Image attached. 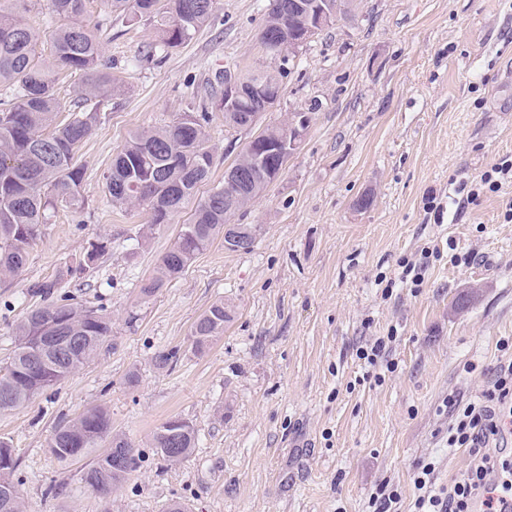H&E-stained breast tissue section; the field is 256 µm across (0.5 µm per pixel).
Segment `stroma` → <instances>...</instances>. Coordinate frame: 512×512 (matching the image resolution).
Segmentation results:
<instances>
[{
  "label": "stroma",
  "instance_id": "1",
  "mask_svg": "<svg viewBox=\"0 0 512 512\" xmlns=\"http://www.w3.org/2000/svg\"><path fill=\"white\" fill-rule=\"evenodd\" d=\"M270 2L218 0L192 40L164 53L152 52L156 29L144 19L102 30L119 91L77 155L84 207L58 211L22 272L0 277V363L15 324L44 303L34 284L54 283L55 297L112 320L94 361L0 412L24 512H168L175 502L189 512H372L385 480L410 512L423 461L436 460L441 485L469 467L465 449L446 447L447 401L476 399L512 358L499 348L512 338V182L472 203L448 194L512 159V0H362L285 66L259 49ZM260 66L287 70L263 124L290 112L311 122L279 178L236 218L260 225L254 247L228 252L216 239L142 298L196 204L150 225L147 209L113 204L104 172L131 134L178 121L194 90L213 116L206 197L253 136L225 128L215 76ZM99 238L107 253L83 278L64 276ZM220 299L234 319L194 353L193 326ZM380 337L384 360L359 359ZM96 405L141 458L106 496L85 483L92 458L61 461L48 448L59 425ZM170 418L197 430L176 464L151 446Z\"/></svg>",
  "mask_w": 512,
  "mask_h": 512
}]
</instances>
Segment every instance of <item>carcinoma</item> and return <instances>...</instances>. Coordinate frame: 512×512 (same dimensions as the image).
I'll list each match as a JSON object with an SVG mask.
<instances>
[{
    "instance_id": "carcinoma-1",
    "label": "carcinoma",
    "mask_w": 512,
    "mask_h": 512,
    "mask_svg": "<svg viewBox=\"0 0 512 512\" xmlns=\"http://www.w3.org/2000/svg\"><path fill=\"white\" fill-rule=\"evenodd\" d=\"M9 11L0 10V86L11 90V99L0 101V276H14L27 262V250L41 233V226L58 209L81 210L83 168L76 154L109 111L115 84L104 60L97 35L99 24L86 19L85 0H48L56 26L50 56L38 54L40 32L24 17L29 0H14ZM278 10L269 19L266 43H280V26L288 33L304 29L291 0H277ZM216 0H104L106 21L132 8L140 17L158 23L160 49L176 48L195 35L215 10ZM82 78L69 108L62 107L56 90L60 77ZM283 72L251 70L238 76L243 83H262L266 90L281 86ZM65 117H60L63 112ZM188 127L181 122L137 131L127 140L104 175L112 202L150 210L151 225L165 224L183 204L197 195L210 178L213 156L205 146L211 116L206 107L195 112ZM233 166L253 177L255 192L268 184L265 174L238 155ZM244 200L233 209L224 207V186L213 188L198 202L189 223L182 225L177 242L159 260L153 275L141 285L144 297L155 295L179 277L193 259L218 237L232 217L249 208ZM261 230L246 224L239 241L224 247L229 252L250 250ZM107 250V241L89 244L85 257L67 269L70 275L86 272ZM234 310L222 301L213 303L195 322L192 347L203 353L224 333ZM112 336V321L98 309L80 304H50L30 310L15 325L14 347L0 366V411L12 410L53 387L93 358ZM106 442L109 448L88 469L85 482L107 495L138 467L132 445L111 433L110 417L101 406L85 410L74 421L58 427L49 442L59 460H77ZM196 444L195 427L169 419L153 432L152 447L167 461H180ZM17 466L10 442L0 438V512H22Z\"/></svg>"
}]
</instances>
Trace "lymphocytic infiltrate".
I'll return each mask as SVG.
<instances>
[{
  "label": "lymphocytic infiltrate",
  "instance_id": "lymphocytic-infiltrate-1",
  "mask_svg": "<svg viewBox=\"0 0 512 512\" xmlns=\"http://www.w3.org/2000/svg\"><path fill=\"white\" fill-rule=\"evenodd\" d=\"M448 445L467 449L466 473L445 487L436 485V464H420L414 477V512H505L512 500V458L496 455L499 439L512 436V362L501 364L476 400L451 401Z\"/></svg>",
  "mask_w": 512,
  "mask_h": 512
}]
</instances>
